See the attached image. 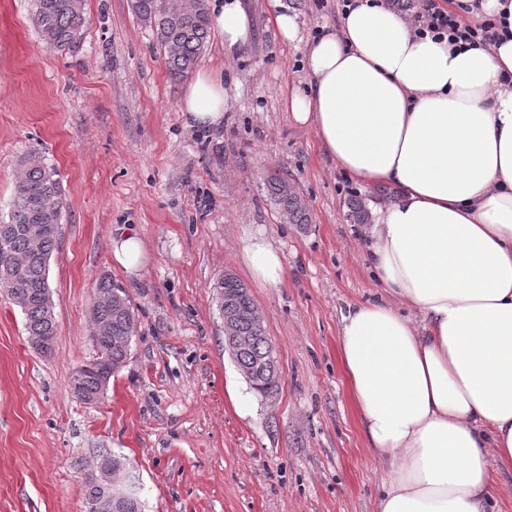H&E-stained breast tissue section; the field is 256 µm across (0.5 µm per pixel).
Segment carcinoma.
Returning <instances> with one entry per match:
<instances>
[{
	"instance_id": "obj_1",
	"label": "carcinoma",
	"mask_w": 512,
	"mask_h": 512,
	"mask_svg": "<svg viewBox=\"0 0 512 512\" xmlns=\"http://www.w3.org/2000/svg\"><path fill=\"white\" fill-rule=\"evenodd\" d=\"M207 2L189 0L184 6L172 7L168 0H130L132 13L152 30L156 44L164 53L167 72L174 80L188 77L207 47L212 28ZM32 6L33 24L48 48L74 51L80 47L87 24L84 0H32ZM18 165L20 177L11 209L7 216L0 215V294L20 308L25 317L27 343L45 355L52 352L58 334L56 315L47 312L46 301L51 297L49 262L58 248L61 232L51 231L38 241L28 236L27 227L61 223L63 191L57 169L49 164L43 152L29 151L19 159ZM268 185L272 202L288 214V223L300 226L310 223L305 198L297 190L288 188L287 180L272 177ZM347 220L352 224L370 223L369 211L362 200H351ZM14 252H34L36 256L23 279L11 285L5 273ZM215 289H223L234 296L233 312L244 329H251L257 308L247 285L227 272L216 280ZM94 292L118 294L124 301V309L103 308L94 302L89 308L92 331H97L104 322L108 334L91 336L97 346V357L83 366L81 379L70 380V390H79L81 400L87 403L103 397L113 374L129 355L130 348L112 345V337L133 334L136 322L126 289L112 277H101ZM270 349L269 338L260 337L248 351L237 355L235 364L252 365ZM84 495L89 503L105 497L104 487L95 476L85 479Z\"/></svg>"
}]
</instances>
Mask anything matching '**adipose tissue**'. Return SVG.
Segmentation results:
<instances>
[{"label":"adipose tissue","mask_w":512,"mask_h":512,"mask_svg":"<svg viewBox=\"0 0 512 512\" xmlns=\"http://www.w3.org/2000/svg\"><path fill=\"white\" fill-rule=\"evenodd\" d=\"M488 44L418 37L384 0H352L309 44L288 109L365 186L375 206L366 260L374 296L349 307L341 361L362 431L384 469L376 512H489L512 470V0H480ZM226 51L246 47L240 0H214ZM179 110L222 125L224 80L200 73ZM277 287L279 251L245 250Z\"/></svg>","instance_id":"1"}]
</instances>
